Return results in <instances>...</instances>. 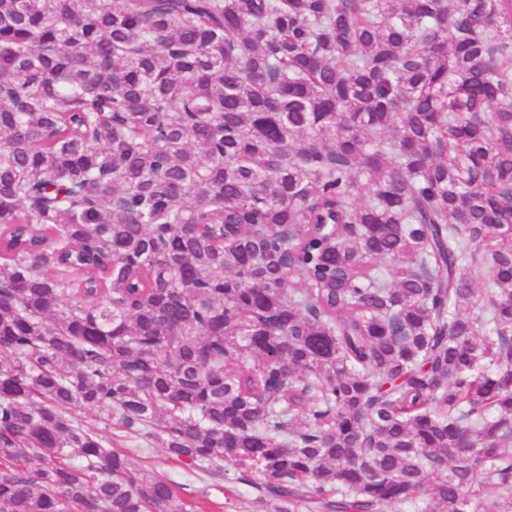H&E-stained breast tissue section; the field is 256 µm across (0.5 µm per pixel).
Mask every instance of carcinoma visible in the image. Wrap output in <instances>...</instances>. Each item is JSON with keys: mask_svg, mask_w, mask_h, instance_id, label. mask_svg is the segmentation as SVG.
<instances>
[{"mask_svg": "<svg viewBox=\"0 0 512 512\" xmlns=\"http://www.w3.org/2000/svg\"><path fill=\"white\" fill-rule=\"evenodd\" d=\"M0 88V512H196L83 408L512 512V0H0Z\"/></svg>", "mask_w": 512, "mask_h": 512, "instance_id": "1", "label": "carcinoma"}]
</instances>
